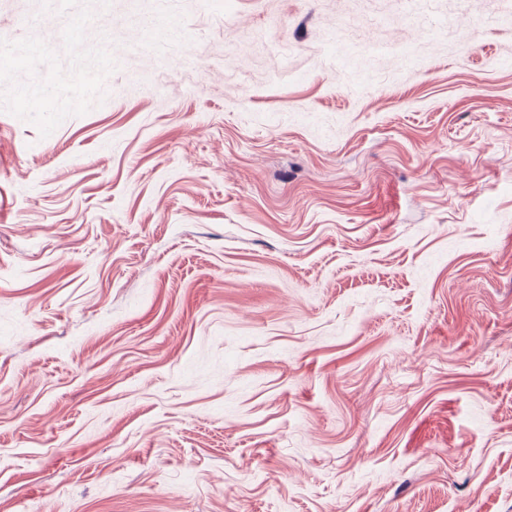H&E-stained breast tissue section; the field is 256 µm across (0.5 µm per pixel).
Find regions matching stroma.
Instances as JSON below:
<instances>
[{
    "mask_svg": "<svg viewBox=\"0 0 512 512\" xmlns=\"http://www.w3.org/2000/svg\"><path fill=\"white\" fill-rule=\"evenodd\" d=\"M0 512H512V0H0Z\"/></svg>",
    "mask_w": 512,
    "mask_h": 512,
    "instance_id": "stroma-1",
    "label": "stroma"
}]
</instances>
